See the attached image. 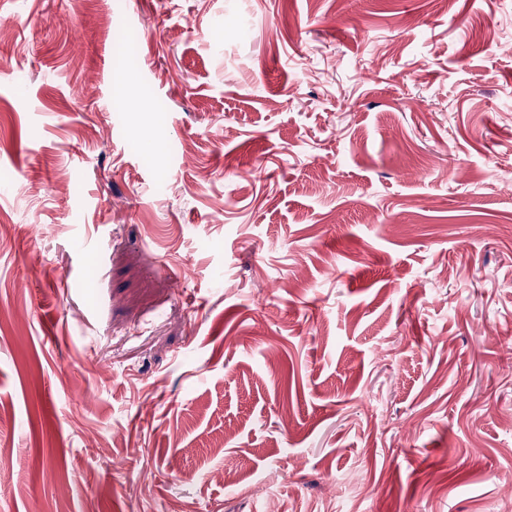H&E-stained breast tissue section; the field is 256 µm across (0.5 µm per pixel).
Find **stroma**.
I'll use <instances>...</instances> for the list:
<instances>
[{
	"label": "stroma",
	"instance_id": "stroma-1",
	"mask_svg": "<svg viewBox=\"0 0 512 512\" xmlns=\"http://www.w3.org/2000/svg\"><path fill=\"white\" fill-rule=\"evenodd\" d=\"M0 39V512H512V0Z\"/></svg>",
	"mask_w": 512,
	"mask_h": 512
}]
</instances>
